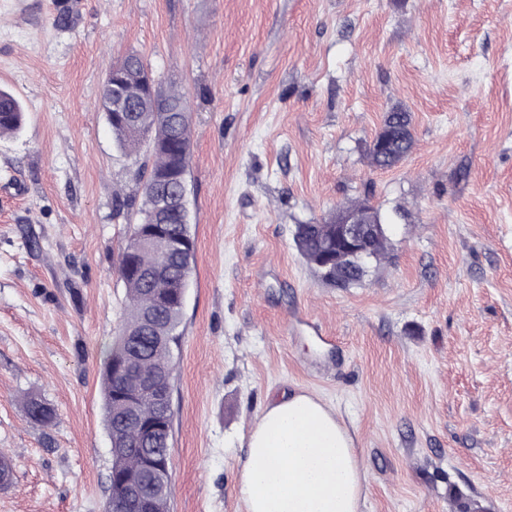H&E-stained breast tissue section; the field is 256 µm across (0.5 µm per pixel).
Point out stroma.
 <instances>
[{"label": "stroma", "mask_w": 512, "mask_h": 512, "mask_svg": "<svg viewBox=\"0 0 512 512\" xmlns=\"http://www.w3.org/2000/svg\"><path fill=\"white\" fill-rule=\"evenodd\" d=\"M131 53L191 113L171 512H246L247 436L285 391L353 433L361 512H512V0H0V87L27 110L0 137V512H103L115 196L140 169L100 95ZM396 108L414 145L380 170ZM364 197L388 254L340 288L295 227ZM24 411L30 419L44 425L51 424L55 419L53 408L37 396L30 395L26 397Z\"/></svg>", "instance_id": "35a3bbf8"}]
</instances>
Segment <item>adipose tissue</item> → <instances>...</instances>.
Returning a JSON list of instances; mask_svg holds the SVG:
<instances>
[{
    "mask_svg": "<svg viewBox=\"0 0 512 512\" xmlns=\"http://www.w3.org/2000/svg\"><path fill=\"white\" fill-rule=\"evenodd\" d=\"M365 484L350 430L309 395L270 401L249 432L246 512H361Z\"/></svg>",
    "mask_w": 512,
    "mask_h": 512,
    "instance_id": "1",
    "label": "adipose tissue"
}]
</instances>
